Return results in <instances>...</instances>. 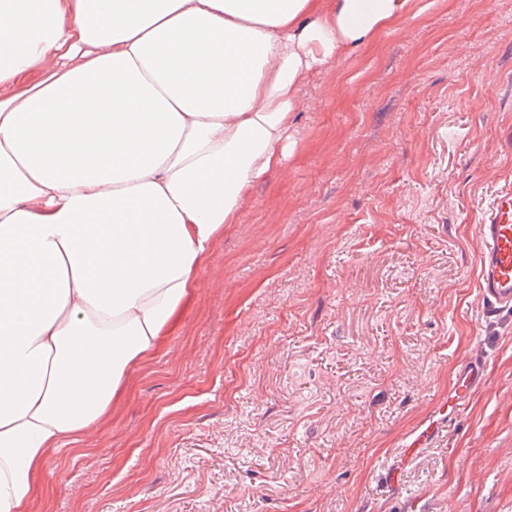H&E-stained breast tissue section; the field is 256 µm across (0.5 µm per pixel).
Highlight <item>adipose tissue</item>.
Wrapping results in <instances>:
<instances>
[{
  "label": "adipose tissue",
  "instance_id": "adipose-tissue-1",
  "mask_svg": "<svg viewBox=\"0 0 512 512\" xmlns=\"http://www.w3.org/2000/svg\"><path fill=\"white\" fill-rule=\"evenodd\" d=\"M407 6L0 0V512H32L49 452L104 429L179 324L287 157L301 79Z\"/></svg>",
  "mask_w": 512,
  "mask_h": 512
}]
</instances>
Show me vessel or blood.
<instances>
[{
	"label": "vessel or blood",
	"instance_id": "vessel-or-blood-1",
	"mask_svg": "<svg viewBox=\"0 0 512 512\" xmlns=\"http://www.w3.org/2000/svg\"><path fill=\"white\" fill-rule=\"evenodd\" d=\"M482 247L479 255V292L490 312L512 309V184L495 194L478 226ZM485 382L481 357L468 360L456 373L447 401L438 413L448 419L460 402L470 398Z\"/></svg>",
	"mask_w": 512,
	"mask_h": 512
}]
</instances>
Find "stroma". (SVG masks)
<instances>
[{
	"label": "stroma",
	"instance_id": "obj_1",
	"mask_svg": "<svg viewBox=\"0 0 512 512\" xmlns=\"http://www.w3.org/2000/svg\"><path fill=\"white\" fill-rule=\"evenodd\" d=\"M294 126L36 512H512V310L478 288L512 183V0H409L302 79ZM476 354L484 385L401 462Z\"/></svg>",
	"mask_w": 512,
	"mask_h": 512
}]
</instances>
